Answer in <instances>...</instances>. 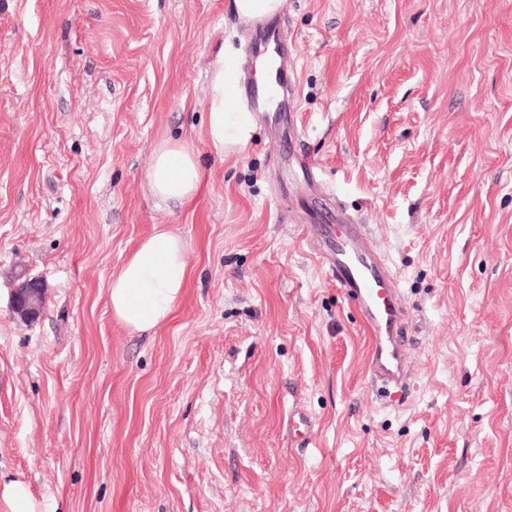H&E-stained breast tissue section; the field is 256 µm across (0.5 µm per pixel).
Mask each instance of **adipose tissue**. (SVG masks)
<instances>
[{
    "mask_svg": "<svg viewBox=\"0 0 512 512\" xmlns=\"http://www.w3.org/2000/svg\"><path fill=\"white\" fill-rule=\"evenodd\" d=\"M231 70L215 67L207 103L204 137L217 153L243 148L254 126L250 112L231 104ZM145 177L151 194L165 201H191L202 184V167L186 142L167 140L151 152ZM188 278L184 240L163 229L143 239L123 257L108 287L113 318L133 333L157 328L179 303Z\"/></svg>",
    "mask_w": 512,
    "mask_h": 512,
    "instance_id": "adipose-tissue-1",
    "label": "adipose tissue"
}]
</instances>
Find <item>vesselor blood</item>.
Returning <instances> with one entry per match:
<instances>
[{"mask_svg": "<svg viewBox=\"0 0 512 512\" xmlns=\"http://www.w3.org/2000/svg\"><path fill=\"white\" fill-rule=\"evenodd\" d=\"M250 36L243 46L247 62L266 60L269 77L240 76L232 89V102L247 105L272 128H294L292 103L295 86L289 76L290 38L282 15L248 19ZM329 281L360 314L369 338L368 371L382 391L404 389L406 348L409 343L405 308L394 285L391 266L369 238L364 225L337 215L335 223L318 224L309 238Z\"/></svg>", "mask_w": 512, "mask_h": 512, "instance_id": "b4317fda", "label": "vessel or blood"}]
</instances>
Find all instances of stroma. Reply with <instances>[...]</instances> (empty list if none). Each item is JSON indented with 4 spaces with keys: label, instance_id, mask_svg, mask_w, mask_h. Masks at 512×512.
I'll use <instances>...</instances> for the list:
<instances>
[{
    "label": "stroma",
    "instance_id": "35a3bbf8",
    "mask_svg": "<svg viewBox=\"0 0 512 512\" xmlns=\"http://www.w3.org/2000/svg\"><path fill=\"white\" fill-rule=\"evenodd\" d=\"M284 11L298 134L259 123L221 156L231 0H0V484L44 512H512V0ZM168 138L201 160L185 204L147 186ZM338 208L397 271L414 343L391 399L305 241ZM157 225L187 287L132 333L107 289ZM20 264L46 288L32 323ZM232 80V71L224 68V62L211 71L212 93L207 103V121L203 133L211 147L223 155L224 152L243 148L254 126L251 112L229 101ZM11 297L14 312L24 320L33 321L43 310L45 289L38 278L20 271L12 277Z\"/></svg>",
    "mask_w": 512,
    "mask_h": 512
}]
</instances>
